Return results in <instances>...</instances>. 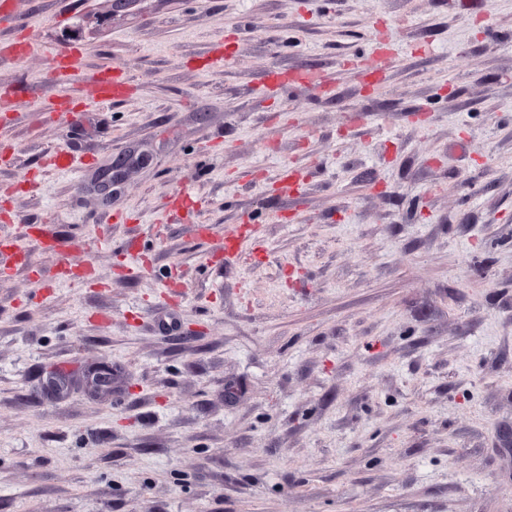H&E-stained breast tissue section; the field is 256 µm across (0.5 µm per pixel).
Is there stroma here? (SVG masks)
<instances>
[{
	"label": "stroma",
	"mask_w": 512,
	"mask_h": 512,
	"mask_svg": "<svg viewBox=\"0 0 512 512\" xmlns=\"http://www.w3.org/2000/svg\"><path fill=\"white\" fill-rule=\"evenodd\" d=\"M2 48L0 512H512V0H0ZM94 82L99 95L104 100L118 98L125 92L126 80L120 71L110 75H96ZM110 368L95 366L82 378V385L88 393L104 398L112 393Z\"/></svg>",
	"instance_id": "1"
}]
</instances>
